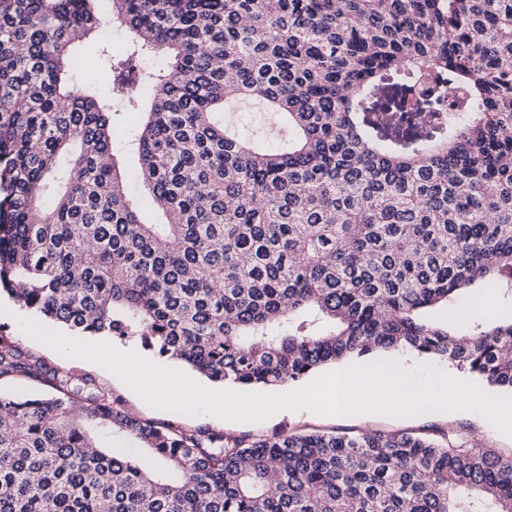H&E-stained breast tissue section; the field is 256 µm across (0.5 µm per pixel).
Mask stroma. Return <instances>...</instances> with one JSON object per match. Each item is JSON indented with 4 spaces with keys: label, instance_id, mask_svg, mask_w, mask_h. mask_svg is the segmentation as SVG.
I'll use <instances>...</instances> for the list:
<instances>
[{
    "label": "stroma",
    "instance_id": "stroma-1",
    "mask_svg": "<svg viewBox=\"0 0 512 512\" xmlns=\"http://www.w3.org/2000/svg\"><path fill=\"white\" fill-rule=\"evenodd\" d=\"M229 120L239 134L261 141H274L277 126L270 114L254 106L238 108ZM139 122L138 115L125 113L115 120L114 139L122 144V170L127 176V189L136 198L137 205L147 218H155L149 197L140 188L136 151L126 149L129 131ZM6 311L0 314V336H9L26 351L43 358L48 364L59 366L72 374L89 377L117 398L128 413L158 423H173L186 429L210 428L224 431L238 438H269L292 432H332L368 430L384 433H413L439 438L450 432H461L469 437L481 438L484 445L502 454L512 453V437L502 435L483 417L471 412H451L445 415L422 414L411 417L369 415L368 417L322 415L309 410H280L269 419L258 423H239L211 415L189 416L158 410L148 406L116 376L94 363L65 357L51 348L25 335L16 323L17 317L26 316V309L11 299H4Z\"/></svg>",
    "mask_w": 512,
    "mask_h": 512
}]
</instances>
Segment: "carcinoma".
<instances>
[{
  "label": "carcinoma",
  "instance_id": "obj_1",
  "mask_svg": "<svg viewBox=\"0 0 512 512\" xmlns=\"http://www.w3.org/2000/svg\"><path fill=\"white\" fill-rule=\"evenodd\" d=\"M96 2L0 0V293L217 384L409 351L512 397V314L468 313L475 282L512 289V0H109L107 99L67 84ZM422 72L463 108L406 105ZM147 100L159 223L112 132ZM234 100L288 134L238 136ZM1 380L52 395H0V512H512V454L454 434L159 425L0 337ZM138 122L139 117L137 114L125 113L122 116H116L114 139L122 151V171L127 175L129 194L137 199V206L141 209L142 213L153 222H156L161 219V216L155 213L151 200L141 191L138 177L139 163L137 153L136 151L128 150L123 145V143L128 141L129 130Z\"/></svg>",
  "mask_w": 512,
  "mask_h": 512
}]
</instances>
